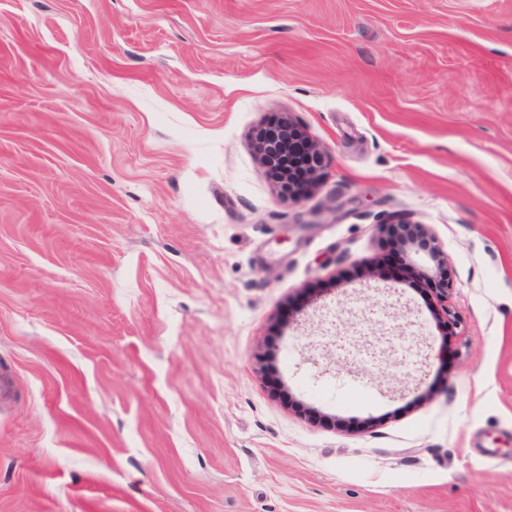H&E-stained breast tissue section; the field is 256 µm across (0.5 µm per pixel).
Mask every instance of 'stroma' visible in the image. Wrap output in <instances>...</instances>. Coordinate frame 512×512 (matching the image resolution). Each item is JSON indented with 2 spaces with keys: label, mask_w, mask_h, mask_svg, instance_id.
<instances>
[{
  "label": "stroma",
  "mask_w": 512,
  "mask_h": 512,
  "mask_svg": "<svg viewBox=\"0 0 512 512\" xmlns=\"http://www.w3.org/2000/svg\"><path fill=\"white\" fill-rule=\"evenodd\" d=\"M0 512H512V0H0ZM288 126V135L279 133H268L264 130V126L257 128L253 134V149L255 151L258 162L269 171L279 168L281 173L286 176L284 163L288 159L291 160V152L294 137L301 138L306 141L311 157L316 158V168L313 172V180L321 174L328 162L319 149L317 144L312 141L296 124L288 119L285 121ZM271 172V171H270ZM412 226H418L421 233L429 238L430 241V252L429 260L431 266L426 271H420L423 275L442 277L444 282L450 284V278L448 274V260L446 254L442 250L437 238L431 232L426 225L423 224H411Z\"/></svg>",
  "instance_id": "obj_1"
}]
</instances>
